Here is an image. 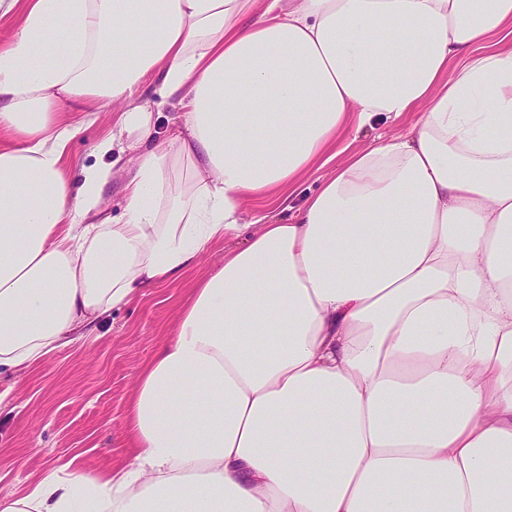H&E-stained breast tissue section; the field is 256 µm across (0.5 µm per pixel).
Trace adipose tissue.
<instances>
[{
	"label": "adipose tissue",
	"mask_w": 512,
	"mask_h": 512,
	"mask_svg": "<svg viewBox=\"0 0 512 512\" xmlns=\"http://www.w3.org/2000/svg\"><path fill=\"white\" fill-rule=\"evenodd\" d=\"M281 2L27 0L0 47V369L245 239L139 374L130 460L50 466L0 512H512V46L480 49L512 0ZM153 75L188 106L161 142ZM75 97L123 107L77 189ZM408 112L335 164L351 122ZM119 137L125 219L86 223ZM331 172V166L325 167L323 169H316V167L312 168L308 173L304 175V177L300 180L299 184L296 186L294 190V194L289 200L284 204L274 205L267 207V205L261 202H249L245 205V211L241 215V224H249L253 216L257 213H263L270 215H276L278 218H286L290 215V211L285 210V206L289 205H297L302 201V198L316 190L320 182L322 181L321 177H326Z\"/></svg>",
	"instance_id": "obj_1"
}]
</instances>
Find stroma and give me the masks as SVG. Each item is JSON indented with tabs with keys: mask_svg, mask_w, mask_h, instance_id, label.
<instances>
[{
	"mask_svg": "<svg viewBox=\"0 0 512 512\" xmlns=\"http://www.w3.org/2000/svg\"><path fill=\"white\" fill-rule=\"evenodd\" d=\"M141 100L164 139L183 112L176 98H163L161 82L148 78ZM120 106L100 109L77 99L63 107L66 121L81 130L65 151L72 182L97 162L96 144L115 131ZM414 115L380 119L346 135L357 151L377 139L407 133ZM224 243L210 246L182 278L149 288L138 301L110 312L92 336L65 346L47 361L21 372L0 373V498L23 496L48 465L78 457L81 465L108 472L126 463L132 450L124 414L136 378L174 325L195 282L224 259Z\"/></svg>",
	"mask_w": 512,
	"mask_h": 512,
	"instance_id": "obj_1",
	"label": "stroma"
}]
</instances>
